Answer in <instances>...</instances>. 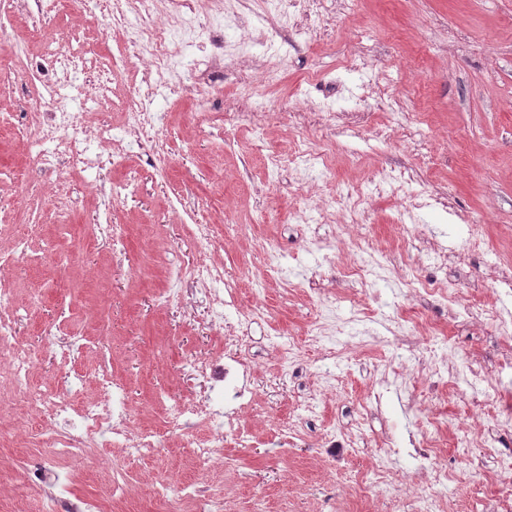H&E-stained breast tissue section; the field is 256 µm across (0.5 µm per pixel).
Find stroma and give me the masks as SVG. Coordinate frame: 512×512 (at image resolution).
I'll return each instance as SVG.
<instances>
[{"mask_svg":"<svg viewBox=\"0 0 512 512\" xmlns=\"http://www.w3.org/2000/svg\"><path fill=\"white\" fill-rule=\"evenodd\" d=\"M319 9L320 18H297L312 26L310 38L292 29L276 36L284 68L253 97H241L237 89L256 81L259 64L226 62L224 83L209 104L214 124L196 120L194 85L184 70L174 73L180 97L155 100L166 115L161 135L173 158L163 173L151 165L148 147L132 148L123 168L79 173L63 166L51 173L35 167L26 135L37 120L30 103L46 95L47 84L36 69L19 73L12 51L36 60L46 43L64 45L77 35L87 46L117 55L123 43L91 0H67L48 13L36 11L32 0H13L0 10V30L14 42L0 49V114L13 116L12 127L0 132V282L14 295L6 312L17 324L16 343L38 348L49 331L82 337L76 371L115 370L126 383L132 425L148 428L158 423L161 397H191L182 365L218 344L208 328L211 298L197 295L188 307L158 305L165 268L199 260L223 264L225 276L240 283L242 304L265 302L276 311L275 323L253 324L243 338L260 403L247 417L255 433L251 446L226 445L224 457L203 465L178 438L167 439L161 452L125 463L126 512H145L152 486L167 479L204 484L224 494L233 512H253L260 502L273 512H331L343 500L351 512H387L383 496L361 495L347 481L351 474L371 478L378 448L350 453L327 447L326 426L356 423L370 434L389 433L405 448L435 415L469 423L494 414L491 402L475 401L472 392L445 398L424 390L421 348L395 341L385 317L406 301L401 268L409 257L417 260L422 281L460 273L461 298L512 312V296L493 276L494 268L512 267V0H358L353 7L347 0H323ZM60 82L72 98L70 111L95 115L91 151L108 153L100 133L128 106L138 77L114 74L106 103L90 74L71 72ZM295 100L304 103L296 130L286 117ZM263 111L270 114L266 140L280 154H288L298 134L331 144L335 166L311 173L307 195L299 194L293 167L268 180L264 159L253 150L255 131L235 127L237 113ZM221 126L229 130L224 143L215 134ZM129 179L137 193L113 199V185ZM347 185L357 190L356 206L320 207L322 198ZM401 198L416 200L417 209L398 216ZM54 201L67 206L65 226L55 223ZM307 205L312 225L297 224L295 210ZM108 218L127 230V248L117 257L90 245L94 225ZM197 221L224 226L213 248L189 236L188 224ZM31 224L41 232L29 236L28 260L14 262L11 244ZM236 224L247 225V232H233ZM335 225L345 226V233L333 236ZM268 238L277 241L297 287L253 288L248 264L261 262ZM359 239L383 254L386 268L385 279L373 280L365 294L346 288L343 277ZM319 288L342 290L336 320L345 329L337 340L356 348L334 365L331 389L293 373L280 376L268 342L272 330L299 335L316 320ZM426 307L450 337L457 359L479 366L512 349V337L491 335L485 321H451L439 296L428 297ZM102 321L109 335H98ZM382 359L420 386L415 400L393 385L381 407L370 404L373 366ZM306 399L316 404V417L302 425L299 440L277 444L272 432L295 420ZM61 426L34 416L28 430L17 433V446H0V512H39L46 490L37 474L47 453L31 445V433ZM120 455L102 448L94 464L65 462L72 491L110 503L112 461ZM228 457L233 467H225ZM441 463L459 481L455 512H483L488 499L505 489L482 449L463 456L447 447ZM24 480L31 488L20 497L14 487Z\"/></svg>","mask_w":512,"mask_h":512,"instance_id":"35a3bbf8","label":"stroma"}]
</instances>
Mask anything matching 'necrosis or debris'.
<instances>
[{
  "label": "necrosis or debris",
  "mask_w": 512,
  "mask_h": 512,
  "mask_svg": "<svg viewBox=\"0 0 512 512\" xmlns=\"http://www.w3.org/2000/svg\"><path fill=\"white\" fill-rule=\"evenodd\" d=\"M133 4L136 13L135 24L125 21L124 7ZM165 16V23H158V16ZM109 25L121 29L128 48L127 55L110 57L96 55L85 57L65 48L51 50L39 64L47 76H55L68 71L79 63L92 62L99 72L121 71L133 68L136 62L149 61L150 76L142 87H135L134 93L141 104L126 108L121 114V132L116 135V148L112 151L113 166H122L133 145L145 140L155 143L154 165L167 169L171 163L165 144L157 142L158 128L164 121V113L150 107V101L157 87H167L171 94H179V85L170 83L169 73L181 65L183 51L190 45L210 44L212 54L207 69H190L189 75L200 91L197 101L199 119H206V105L211 90L217 81L223 80L225 58L247 59L256 54V45L251 41H241L233 45L225 44L213 29L210 22L201 18L195 10L193 0H113L109 14ZM42 120L33 131L38 150L34 156L37 166L46 172H53L62 163L69 162L81 168H97L100 158L90 156L85 146L86 124L79 113L65 109L63 98L48 94L35 101ZM255 149L265 155L270 171H278L282 162L306 169L330 170L333 157L327 145L295 138L294 149L289 157L270 151L265 139H257ZM165 286L158 297L163 302L173 304L188 303L194 293H208L213 300L211 324L224 332V352L220 355H202L191 360L185 368L192 376H201L209 383L201 401L188 404L175 399L170 403L164 426L170 434L183 438L190 437L196 424L209 423L213 439L196 443L194 453L203 463L218 455L225 441H234L243 446L249 442V434L241 420L243 409L250 406L254 396L244 379L250 374V365L239 350V342L254 320H270L271 310L263 307L240 309L233 304L237 285L225 278L223 266L200 262L166 269ZM442 298L451 304L454 319L467 320L484 316L491 331L497 336L512 334V318L498 312L483 309L459 299L454 286L441 288ZM318 301L324 312L305 332L306 341L321 347V362L314 375L321 379H331L330 362L343 356L344 351L332 347L336 333L333 317L336 306L335 293H319ZM393 333L397 336L415 335L424 344L428 354V366L433 374L439 375L438 386L442 393L458 394L461 387L478 390L485 397H495L503 375L512 376V355L499 360L492 367H474L463 364L449 377H442L441 371L447 366L452 355L449 338L422 313L413 316L396 314L391 318ZM14 321L0 317V366L4 367L9 380V389L0 388V408L15 401L27 404L30 411L50 408L57 416L73 417L71 428L55 429L38 435L36 442L50 449L53 456L68 459L87 460L93 456L101 441H109L124 448L127 458L136 459L158 451L160 441L156 432L150 429H132L126 423V386L111 374H103L98 379L91 395H84V384L80 379H72L66 393L44 392L32 385L34 354L28 349L13 346ZM472 432L464 424L454 423L447 416L434 417L422 438L418 449L412 477L395 470L392 465L393 447H386L382 456L377 457L370 491L389 496L396 495L405 481H412L416 493L408 512H446L448 495L446 488L453 477L447 469L436 463L438 454L448 437H455L460 448L471 446ZM39 479L49 490L42 501L41 512H103L102 505L93 499L69 498L66 495V476L55 466L41 470ZM178 498H171L168 487L154 488L152 502L154 512H177L178 501L197 504L198 512H225L223 497L209 494L199 483L182 485Z\"/></svg>",
  "instance_id": "4bbe7bcc"
}]
</instances>
